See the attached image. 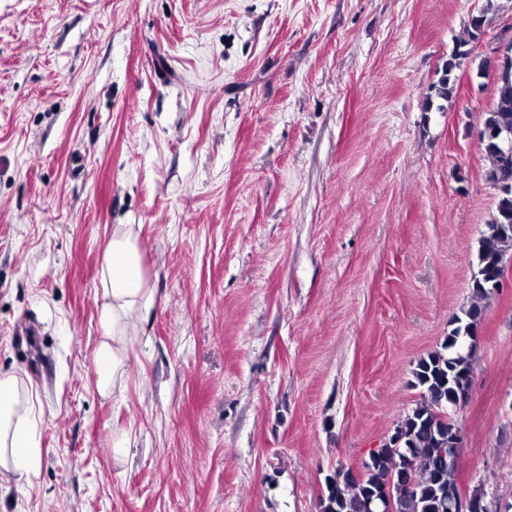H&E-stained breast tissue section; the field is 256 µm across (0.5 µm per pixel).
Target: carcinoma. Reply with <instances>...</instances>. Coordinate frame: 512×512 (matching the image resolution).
<instances>
[{
	"instance_id": "obj_1",
	"label": "carcinoma",
	"mask_w": 512,
	"mask_h": 512,
	"mask_svg": "<svg viewBox=\"0 0 512 512\" xmlns=\"http://www.w3.org/2000/svg\"><path fill=\"white\" fill-rule=\"evenodd\" d=\"M468 54L455 52L443 65L434 84L435 95L447 100L455 90V71ZM481 123L512 129V77L498 87L491 106L482 113ZM490 159L486 172L491 185L512 177L501 167L494 144L484 146ZM512 219V194L501 195L488 230L479 239L477 273L473 279V294L482 300L491 290L498 274L495 262L512 255V234L494 231V225L507 224ZM484 316L477 303L463 308L454 316V328L436 350L420 358L412 375L414 386L421 389L420 399L397 423L405 436L401 444L382 442L370 453L366 469L357 474L341 465L327 474L320 496V512H369V504L384 486H389L390 512H449L461 497L456 469L459 452L451 436V423L458 410L452 402L467 400L472 381L461 376L474 370L477 344L461 341L474 336Z\"/></svg>"
}]
</instances>
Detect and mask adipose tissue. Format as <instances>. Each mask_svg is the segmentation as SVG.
<instances>
[{"mask_svg":"<svg viewBox=\"0 0 512 512\" xmlns=\"http://www.w3.org/2000/svg\"><path fill=\"white\" fill-rule=\"evenodd\" d=\"M104 302L95 349L96 386L101 394L119 392L129 351L140 342L160 298L151 288L133 225L112 229L101 265ZM42 415L39 393L21 388L14 374H0V480L32 484L41 450L36 424Z\"/></svg>","mask_w":512,"mask_h":512,"instance_id":"adipose-tissue-1","label":"adipose tissue"}]
</instances>
